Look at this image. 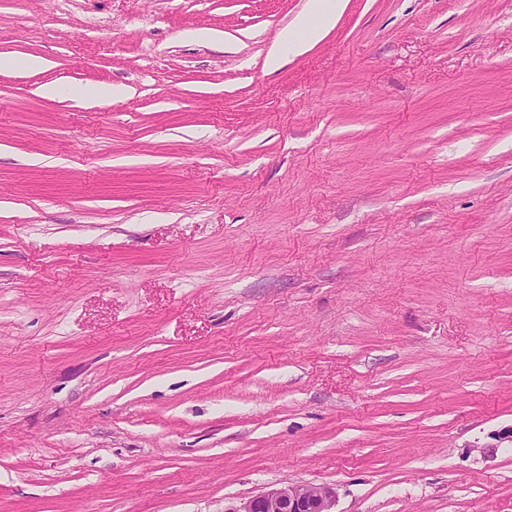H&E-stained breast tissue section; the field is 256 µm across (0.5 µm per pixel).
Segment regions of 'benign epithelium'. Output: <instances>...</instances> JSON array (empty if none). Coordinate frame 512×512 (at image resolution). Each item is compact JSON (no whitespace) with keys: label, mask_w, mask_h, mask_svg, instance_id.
<instances>
[{"label":"benign epithelium","mask_w":512,"mask_h":512,"mask_svg":"<svg viewBox=\"0 0 512 512\" xmlns=\"http://www.w3.org/2000/svg\"><path fill=\"white\" fill-rule=\"evenodd\" d=\"M336 487L287 485L265 490L228 512H333Z\"/></svg>","instance_id":"7a95c632"}]
</instances>
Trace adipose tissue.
Here are the masks:
<instances>
[{
    "label": "adipose tissue",
    "mask_w": 512,
    "mask_h": 512,
    "mask_svg": "<svg viewBox=\"0 0 512 512\" xmlns=\"http://www.w3.org/2000/svg\"><path fill=\"white\" fill-rule=\"evenodd\" d=\"M344 0H311L309 14L292 28L283 30L267 57L269 68H278L286 55L302 52L334 25Z\"/></svg>",
    "instance_id": "obj_1"
}]
</instances>
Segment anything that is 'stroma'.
<instances>
[{
    "instance_id": "1",
    "label": "stroma",
    "mask_w": 512,
    "mask_h": 512,
    "mask_svg": "<svg viewBox=\"0 0 512 512\" xmlns=\"http://www.w3.org/2000/svg\"><path fill=\"white\" fill-rule=\"evenodd\" d=\"M308 3L0 0V512H512V0ZM310 10L299 23L283 30L277 43L270 50L267 57V66L270 69L278 68L283 62L286 53H301L308 45L317 42L324 33L334 25L336 16L344 6V0H311ZM314 17V20L311 18ZM337 491L330 485L270 488L229 512H335Z\"/></svg>"
}]
</instances>
